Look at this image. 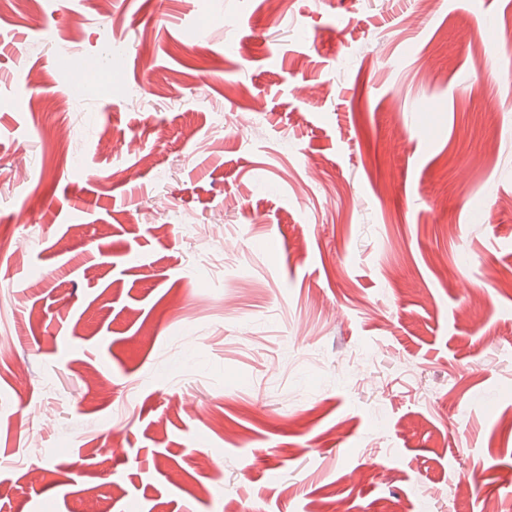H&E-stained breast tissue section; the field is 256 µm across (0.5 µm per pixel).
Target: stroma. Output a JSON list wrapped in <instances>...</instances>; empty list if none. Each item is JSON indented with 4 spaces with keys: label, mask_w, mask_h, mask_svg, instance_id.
I'll return each mask as SVG.
<instances>
[{
    "label": "stroma",
    "mask_w": 512,
    "mask_h": 512,
    "mask_svg": "<svg viewBox=\"0 0 512 512\" xmlns=\"http://www.w3.org/2000/svg\"><path fill=\"white\" fill-rule=\"evenodd\" d=\"M508 32L512 0L0 16V512H512Z\"/></svg>",
    "instance_id": "obj_1"
}]
</instances>
